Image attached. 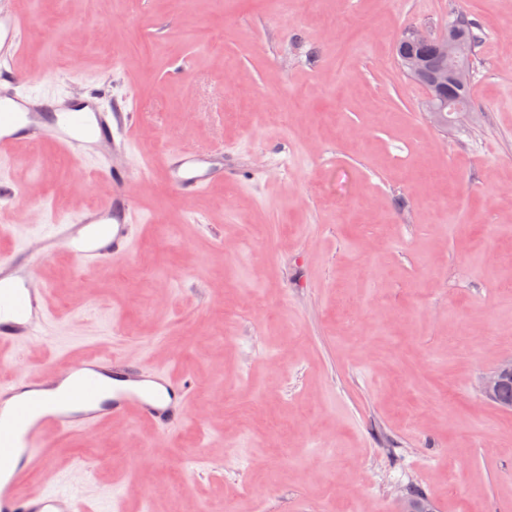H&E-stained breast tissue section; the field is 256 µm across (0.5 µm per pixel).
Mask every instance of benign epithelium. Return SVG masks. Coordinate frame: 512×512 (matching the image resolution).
I'll return each instance as SVG.
<instances>
[{
    "instance_id": "7a95c632",
    "label": "benign epithelium",
    "mask_w": 512,
    "mask_h": 512,
    "mask_svg": "<svg viewBox=\"0 0 512 512\" xmlns=\"http://www.w3.org/2000/svg\"><path fill=\"white\" fill-rule=\"evenodd\" d=\"M409 41L420 46L430 47L439 57L437 75L432 83L434 96L442 98L439 105L426 107L431 122L445 125L447 122H459L465 117L464 109L451 104L445 99V89L448 80L464 81L468 77L467 64L470 57L471 45L457 41L444 32L438 36L414 34ZM512 384V358L501 361L495 370L483 378L481 392L487 399L495 397L499 391Z\"/></svg>"
}]
</instances>
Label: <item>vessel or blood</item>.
I'll return each instance as SVG.
<instances>
[{
	"mask_svg": "<svg viewBox=\"0 0 512 512\" xmlns=\"http://www.w3.org/2000/svg\"><path fill=\"white\" fill-rule=\"evenodd\" d=\"M22 23L0 14V144L21 140L32 145L51 139L73 156H83L80 132L91 128L97 142L113 141L114 128L134 133V113L109 112L103 96L89 94L80 103L56 105L57 120L47 121L40 99L17 94L19 82L12 58L21 43ZM165 168L172 189L189 200L207 186L223 181L224 170L212 155L190 148L169 151ZM114 188L110 200L79 223L58 224L51 237L21 255L0 257V307L18 312V319L0 316V345L15 344L41 333L50 317L46 288L37 286L36 272L45 255L58 247L76 253L89 270L126 258L131 249L129 226L133 206L128 171L107 172ZM186 379L167 370L151 372L129 367L123 359L89 358L75 367L39 376L21 373L0 384V512H91L87 504L54 493L29 495L20 487L47 455L49 437L89 431L107 420H138L159 430L183 423L189 413Z\"/></svg>",
	"mask_w": 512,
	"mask_h": 512,
	"instance_id": "vessel-or-blood-1",
	"label": "vessel or blood"
}]
</instances>
